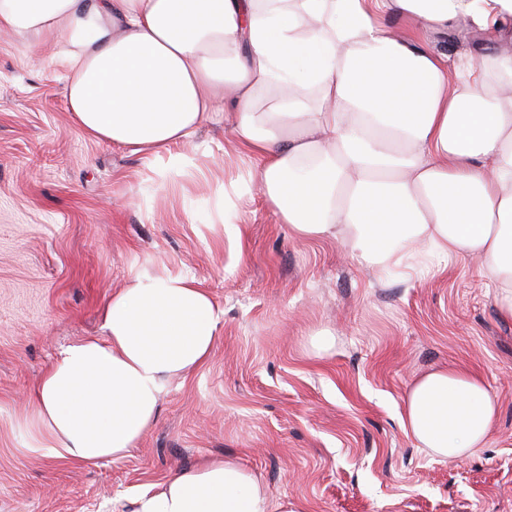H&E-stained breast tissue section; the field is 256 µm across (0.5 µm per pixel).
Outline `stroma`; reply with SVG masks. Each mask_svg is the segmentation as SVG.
<instances>
[{"mask_svg": "<svg viewBox=\"0 0 512 512\" xmlns=\"http://www.w3.org/2000/svg\"><path fill=\"white\" fill-rule=\"evenodd\" d=\"M60 48L0 38V512H133L183 469L237 459L290 512H512V321L471 261L379 273L296 237L259 193L229 125L166 156L87 138ZM200 281L222 318L214 352L171 381L123 458L64 462L31 446L29 398L67 345L102 334L132 269ZM330 331L336 347L314 357ZM480 374L500 404L483 448L440 460L406 437L419 375Z\"/></svg>", "mask_w": 512, "mask_h": 512, "instance_id": "35a3bbf8", "label": "stroma"}]
</instances>
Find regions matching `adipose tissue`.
<instances>
[{
    "instance_id": "adipose-tissue-1",
    "label": "adipose tissue",
    "mask_w": 512,
    "mask_h": 512,
    "mask_svg": "<svg viewBox=\"0 0 512 512\" xmlns=\"http://www.w3.org/2000/svg\"><path fill=\"white\" fill-rule=\"evenodd\" d=\"M404 18L408 29L383 23ZM468 21L474 64L418 38ZM0 36L60 42L81 131L133 154L191 141L231 109L255 182L301 238L380 272L411 255L473 260L512 319V0H0ZM220 312L199 281L129 276L103 336L40 377L38 447L96 463L135 448L173 378L208 359ZM498 402L437 368L406 390L403 427L437 458L483 447ZM264 483L211 458L138 497L135 512H273Z\"/></svg>"
}]
</instances>
